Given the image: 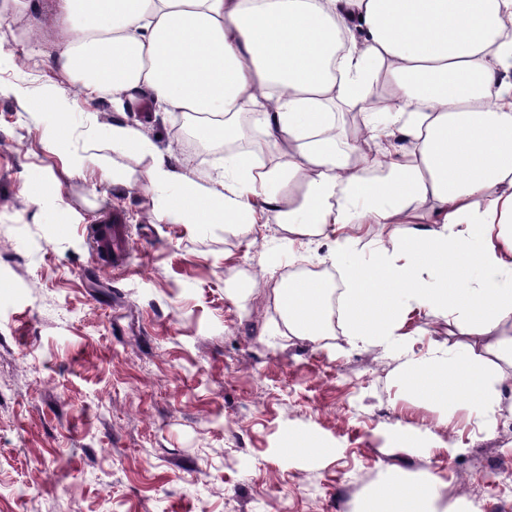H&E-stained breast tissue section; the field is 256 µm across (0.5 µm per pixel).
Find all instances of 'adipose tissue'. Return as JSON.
Masks as SVG:
<instances>
[{"label":"adipose tissue","mask_w":512,"mask_h":512,"mask_svg":"<svg viewBox=\"0 0 512 512\" xmlns=\"http://www.w3.org/2000/svg\"><path fill=\"white\" fill-rule=\"evenodd\" d=\"M63 33L50 64L65 91L24 92L29 113L70 111L67 87L114 111L173 112L208 134L238 136L248 118L269 157L224 156V189L185 181L138 124L103 136L117 156L149 165L113 184L161 195L158 222L220 221L254 234L262 219L288 243L337 234L344 329L354 348L399 350L406 385L446 412L460 399L490 427L501 410L500 360L512 362V0H55ZM393 89L373 99L377 80ZM359 108L355 143L337 144L331 103ZM434 217L416 227V208ZM361 224H403L365 263L350 235ZM326 286L307 280L279 296L289 332L325 335ZM423 308L469 334L474 349L410 354L406 312ZM428 473L390 477L360 512H460Z\"/></svg>","instance_id":"1"}]
</instances>
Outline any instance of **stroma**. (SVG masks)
Returning <instances> with one entry per match:
<instances>
[{"mask_svg":"<svg viewBox=\"0 0 512 512\" xmlns=\"http://www.w3.org/2000/svg\"><path fill=\"white\" fill-rule=\"evenodd\" d=\"M125 119L219 187L223 156L176 147L175 116ZM161 203L74 174L0 94V512H358L385 476L427 470L465 512H512L511 368L493 430L471 433L469 402L417 399L382 347L288 333L283 273L333 269L334 238L294 259L279 225L159 224ZM115 220L126 262L97 268L88 228ZM407 329L419 356L477 343L423 313Z\"/></svg>","mask_w":512,"mask_h":512,"instance_id":"1","label":"stroma"}]
</instances>
